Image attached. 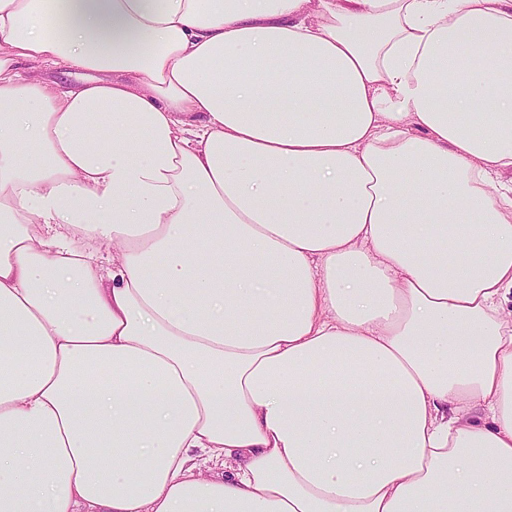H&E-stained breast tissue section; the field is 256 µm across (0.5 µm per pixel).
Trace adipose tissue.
I'll return each instance as SVG.
<instances>
[{
    "instance_id": "adipose-tissue-1",
    "label": "adipose tissue",
    "mask_w": 512,
    "mask_h": 512,
    "mask_svg": "<svg viewBox=\"0 0 512 512\" xmlns=\"http://www.w3.org/2000/svg\"><path fill=\"white\" fill-rule=\"evenodd\" d=\"M510 169L512 0H0V512H512ZM36 73L44 80L57 82L62 88L78 85L80 75L75 70L64 67L63 65L40 64Z\"/></svg>"
}]
</instances>
